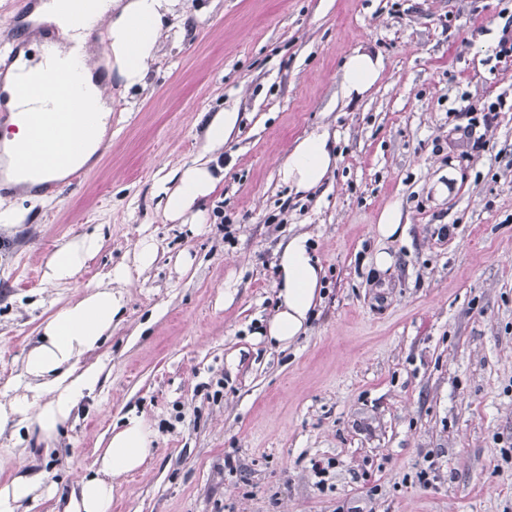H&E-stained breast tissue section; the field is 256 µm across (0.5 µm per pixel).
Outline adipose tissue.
Segmentation results:
<instances>
[{
    "label": "adipose tissue",
    "mask_w": 512,
    "mask_h": 512,
    "mask_svg": "<svg viewBox=\"0 0 512 512\" xmlns=\"http://www.w3.org/2000/svg\"><path fill=\"white\" fill-rule=\"evenodd\" d=\"M178 0H65L67 11L86 17L90 27L107 26L112 48V64L125 88L145 86L149 65L156 58L164 33L173 27ZM59 39L53 45L40 44L34 58L22 69L5 77L8 98L0 107L14 115L16 131L11 141L37 154L47 153L51 141L19 116L14 94L22 71H38L47 53L65 54L69 43L81 41V34L56 15ZM382 68L379 56L356 50L343 64L342 91L347 98L362 96L378 80ZM62 94L78 96L86 110L74 116L77 124L94 130L95 141L77 155L73 163L89 162L96 142L104 136L110 117L107 87L101 83L89 54L76 56L67 80L58 84ZM336 140L328 131L297 141L279 174L290 191L304 195L318 189L336 165ZM222 179L219 166L202 161L177 171L172 184H160L165 203L163 213L171 221L191 218L201 224L206 219L205 202ZM100 247L97 235H83L57 248L46 263L44 277L51 284L75 280L85 263ZM128 269L118 266L105 280L86 288L75 301L57 309L41 324L40 337L22 360L21 380L13 397L0 402V430L11 429L20 437L22 429L37 427L40 438L52 439L59 426L71 418L78 403L92 394L99 383L98 368H80L82 357L101 345L112 332V323L123 308V300L112 289L123 281ZM279 302L263 334L267 342L288 347L307 329L309 318L320 300L324 270L313 254L308 236L292 237L277 253ZM155 432L144 417L130 412L114 426L108 444L91 473L78 477L65 500L63 512H112L113 482L139 470L150 456Z\"/></svg>",
    "instance_id": "adipose-tissue-1"
}]
</instances>
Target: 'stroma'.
<instances>
[{
  "mask_svg": "<svg viewBox=\"0 0 512 512\" xmlns=\"http://www.w3.org/2000/svg\"><path fill=\"white\" fill-rule=\"evenodd\" d=\"M504 6L184 0L138 91L95 32L103 154L62 196L15 200L22 220L0 227V401L45 317L117 265L130 277L113 285L111 336L81 362L101 378L76 418L49 441L0 432V485L26 472L46 488L17 512H57L132 409L156 441L114 480L112 512H512V62L488 60ZM359 48L382 69L349 99L342 64ZM499 95L485 150L465 154L449 109ZM223 109L239 122L207 219L168 221L158 184L205 156V122ZM324 128L336 166L294 194L279 168ZM394 205L405 233L385 240ZM95 229L102 246L75 282L48 283L53 251ZM298 234L324 268L322 300L282 349L261 331L277 251ZM145 238L157 256L141 270ZM315 460L333 463L322 488ZM402 214L397 206L389 207L384 210L379 217L377 231L384 238H398L404 232V226L401 227Z\"/></svg>",
  "mask_w": 512,
  "mask_h": 512,
  "instance_id": "obj_1",
  "label": "stroma"
}]
</instances>
